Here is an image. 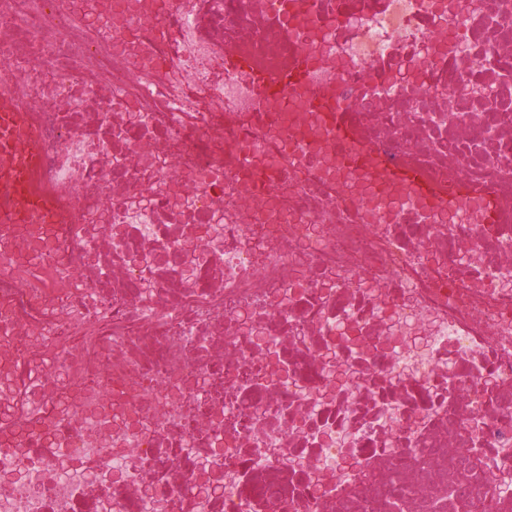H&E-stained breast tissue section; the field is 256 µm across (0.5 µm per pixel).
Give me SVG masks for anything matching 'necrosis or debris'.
<instances>
[{
  "label": "necrosis or debris",
  "mask_w": 512,
  "mask_h": 512,
  "mask_svg": "<svg viewBox=\"0 0 512 512\" xmlns=\"http://www.w3.org/2000/svg\"><path fill=\"white\" fill-rule=\"evenodd\" d=\"M0 76L77 209L0 232V512H512V0H0ZM308 96L316 104L324 105L329 108L330 112H326L328 118L326 127L333 128L330 137L333 141H338L340 135L343 134L342 126L339 123V112H348L346 105L339 102L338 97L334 93L332 84L318 85L308 90ZM336 98V107L334 100ZM336 131V132H335ZM393 183L409 184L418 195L425 198L431 195V191L427 185L399 171L381 173L377 177V184L380 188H384Z\"/></svg>",
  "instance_id": "obj_1"
}]
</instances>
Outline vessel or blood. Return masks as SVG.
Here are the masks:
<instances>
[{"instance_id":"obj_1","label":"vessel or blood","mask_w":512,"mask_h":512,"mask_svg":"<svg viewBox=\"0 0 512 512\" xmlns=\"http://www.w3.org/2000/svg\"><path fill=\"white\" fill-rule=\"evenodd\" d=\"M309 68L306 54H299L288 76L277 72L255 74V97L260 106H268V89L288 79L289 83L302 85L307 80ZM308 95L317 104L328 107L327 125L332 140H339V114L345 111L338 102L332 85H318L309 89ZM29 105L22 89L15 83L0 79V223L36 224L46 208L57 207L58 187L44 185L38 173V142L36 128L27 111ZM409 183L421 196H430L427 185L417 179L394 171L379 174L377 184L386 187L393 183Z\"/></svg>"}]
</instances>
